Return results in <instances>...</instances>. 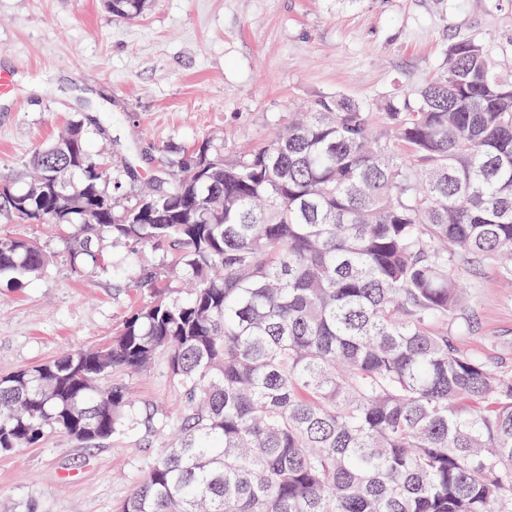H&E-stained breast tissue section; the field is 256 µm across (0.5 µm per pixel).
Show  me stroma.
<instances>
[{
	"instance_id": "obj_1",
	"label": "stroma",
	"mask_w": 512,
	"mask_h": 512,
	"mask_svg": "<svg viewBox=\"0 0 512 512\" xmlns=\"http://www.w3.org/2000/svg\"><path fill=\"white\" fill-rule=\"evenodd\" d=\"M484 41L512 76V0H150L142 18H113L102 0H0V173L93 116L88 145L124 185L121 204L202 138L233 153L288 115L340 94L369 109L446 64L450 42ZM53 262L25 287L0 283V375L108 339L147 299L141 259L162 247L103 244L106 261L79 271L62 232L0 221ZM474 332L463 348L512 369V288L490 264L471 276ZM138 403L178 414L164 361L129 374ZM137 429L97 447L55 434L0 453V512H116L151 459Z\"/></svg>"
}]
</instances>
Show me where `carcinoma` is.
Instances as JSON below:
<instances>
[{
	"instance_id": "cac0c4a2",
	"label": "carcinoma",
	"mask_w": 512,
	"mask_h": 512,
	"mask_svg": "<svg viewBox=\"0 0 512 512\" xmlns=\"http://www.w3.org/2000/svg\"><path fill=\"white\" fill-rule=\"evenodd\" d=\"M380 109L323 96L247 151L204 138L124 207L80 120L1 175L0 218L56 225L73 265L107 238L170 260L107 343L0 377V451L173 431L119 512H512V371L458 345L473 263L512 282V80L459 40ZM50 262L0 236V282ZM161 354L173 419L114 379Z\"/></svg>"
}]
</instances>
